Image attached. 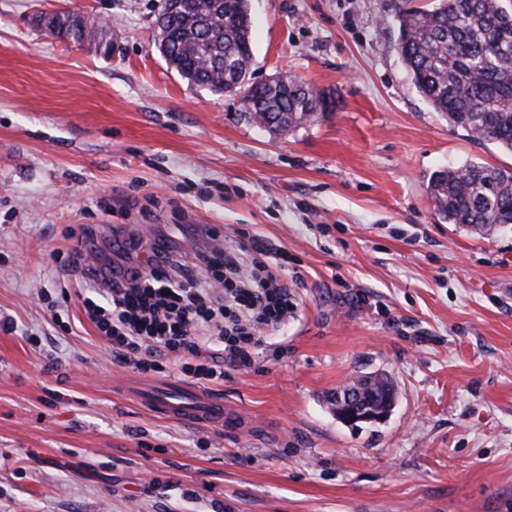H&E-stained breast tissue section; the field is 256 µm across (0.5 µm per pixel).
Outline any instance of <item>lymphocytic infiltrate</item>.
Returning a JSON list of instances; mask_svg holds the SVG:
<instances>
[{"label": "lymphocytic infiltrate", "mask_w": 512, "mask_h": 512, "mask_svg": "<svg viewBox=\"0 0 512 512\" xmlns=\"http://www.w3.org/2000/svg\"><path fill=\"white\" fill-rule=\"evenodd\" d=\"M230 246H198L187 261L155 242L140 256V242L119 243L125 266L82 269L85 312L112 344V357L141 372L171 360L195 382L214 385L228 368L251 367L270 344L267 333L295 318L299 303L281 271L288 255L259 235L237 229Z\"/></svg>", "instance_id": "f902f5d3"}]
</instances>
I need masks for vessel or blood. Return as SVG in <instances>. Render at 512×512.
<instances>
[{"label": "vessel or blood", "instance_id": "obj_1", "mask_svg": "<svg viewBox=\"0 0 512 512\" xmlns=\"http://www.w3.org/2000/svg\"><path fill=\"white\" fill-rule=\"evenodd\" d=\"M125 391L152 412L195 426L216 427L239 419L237 410L225 404L222 397L191 383L133 379Z\"/></svg>", "mask_w": 512, "mask_h": 512}]
</instances>
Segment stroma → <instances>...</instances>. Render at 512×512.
I'll return each mask as SVG.
<instances>
[{"instance_id":"stroma-1","label":"stroma","mask_w":512,"mask_h":512,"mask_svg":"<svg viewBox=\"0 0 512 512\" xmlns=\"http://www.w3.org/2000/svg\"><path fill=\"white\" fill-rule=\"evenodd\" d=\"M163 0H0V512H512V229L438 218L437 170L512 152L451 126L395 50L403 0H250L255 77L330 103L273 135L154 44ZM72 9L116 50L38 28ZM163 224L242 225L300 304L218 390L246 428L153 414L119 383L77 270ZM391 378L381 422L336 419Z\"/></svg>"}]
</instances>
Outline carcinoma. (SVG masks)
<instances>
[{"label": "carcinoma", "mask_w": 512, "mask_h": 512, "mask_svg": "<svg viewBox=\"0 0 512 512\" xmlns=\"http://www.w3.org/2000/svg\"><path fill=\"white\" fill-rule=\"evenodd\" d=\"M163 56L189 82L215 94L235 77L252 80L249 0H186L156 16ZM52 36L80 44L90 30L69 10L45 18ZM396 51L421 96L448 123L512 151V8L503 0H439L431 11L403 7ZM315 93L297 77L254 86L257 112L283 130L318 119ZM439 218L490 235L512 225V169L470 161L433 172L426 184Z\"/></svg>", "instance_id": "carcinoma-1"}]
</instances>
